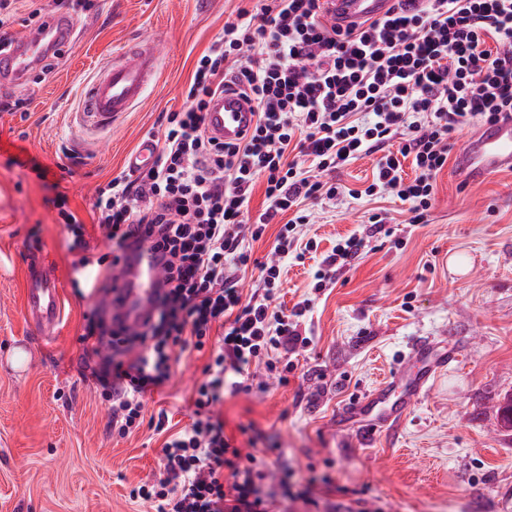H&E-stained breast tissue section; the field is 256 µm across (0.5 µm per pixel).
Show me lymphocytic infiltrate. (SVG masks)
Wrapping results in <instances>:
<instances>
[{
	"mask_svg": "<svg viewBox=\"0 0 512 512\" xmlns=\"http://www.w3.org/2000/svg\"><path fill=\"white\" fill-rule=\"evenodd\" d=\"M232 88L254 101L255 120L249 135L226 144L208 135L206 112ZM184 96V108L165 115L154 164L112 178L93 203L112 244L109 278L132 243L150 238L161 284L138 326L101 319L99 341L111 354L91 377L111 403L112 434L124 438L143 425L173 354L208 351L193 422L168 436L161 477L132 496L154 512H268L259 492L269 475L265 451L242 452L210 408L225 387L245 390L251 366L275 370L279 350L308 344L299 326L310 301L288 313L276 304L284 264L313 248L299 237L309 221L304 206L384 193L408 203L411 223H423L454 134L512 115V0H424L417 9L394 0L384 17L345 30L328 27L322 0H268L225 22ZM373 153L379 159L364 189L333 180ZM259 184L265 208L251 223ZM277 219L272 257L258 261L251 244ZM383 224L373 216L366 234L322 258L315 289L350 267ZM252 269L258 287L247 293ZM133 350L137 358L126 361Z\"/></svg>",
	"mask_w": 512,
	"mask_h": 512,
	"instance_id": "obj_1",
	"label": "lymphocytic infiltrate"
}]
</instances>
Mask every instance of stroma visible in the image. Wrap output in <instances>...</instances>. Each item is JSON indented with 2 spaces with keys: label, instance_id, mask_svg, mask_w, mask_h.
<instances>
[{
  "label": "stroma",
  "instance_id": "35a3bbf8",
  "mask_svg": "<svg viewBox=\"0 0 512 512\" xmlns=\"http://www.w3.org/2000/svg\"><path fill=\"white\" fill-rule=\"evenodd\" d=\"M74 41L50 70L0 90L22 112L0 111V512H152L133 487L159 474L162 436L141 427L112 437L108 407L90 373L103 361L81 342L87 313L104 304L91 290L51 199L87 226L93 256L109 255L95 226L97 191L125 170L126 155L161 134V113L179 110L199 56L226 20L258 0H97ZM155 38L160 74L141 106L93 136L71 115L102 61L136 38ZM57 172L43 186L18 154ZM386 213L390 234L371 238L332 287L313 288L314 258L286 265L279 303L313 308L300 324L307 347L281 353L286 380L252 367L247 390L212 409L243 449H269L270 512H304L311 492L336 512L364 501L368 512H512V428L499 409L512 395V172L467 182L448 165L436 181L425 223H409L397 198L354 199L313 207L303 239L330 253L369 217ZM57 270L62 319L51 338L28 326L25 271L34 255ZM422 338L453 345L457 364L433 380L401 425L377 435L350 412L409 356ZM209 355L176 352L172 377L147 401L146 416L166 410L172 430L191 424L190 397Z\"/></svg>",
  "mask_w": 512,
  "mask_h": 512
}]
</instances>
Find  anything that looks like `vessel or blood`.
Returning a JSON list of instances; mask_svg holds the SVG:
<instances>
[{"instance_id":"1","label":"vessel or blood","mask_w":512,"mask_h":512,"mask_svg":"<svg viewBox=\"0 0 512 512\" xmlns=\"http://www.w3.org/2000/svg\"><path fill=\"white\" fill-rule=\"evenodd\" d=\"M328 23L345 28L383 17L392 0H324ZM75 17L61 12L46 14L24 37L14 40L0 54V83L19 85L42 66L53 53L68 46L77 29ZM158 46L153 40H138L110 56L99 66L84 88L77 121L87 130L111 131L114 122L142 102L147 89L157 80ZM252 103L238 93L214 99L207 115V131L218 139L235 142L251 122ZM458 170L469 180L512 171V117L477 127L458 153ZM121 283L119 317L128 324L141 322L158 291V255L150 243H140L118 270ZM24 313L33 329L49 335L62 314L58 278L45 260L32 264L26 274ZM455 351L434 350L430 343L417 342L406 364L397 369L366 397L357 399L353 410L371 413L370 431L397 427L407 410L426 391L440 372L456 362Z\"/></svg>"}]
</instances>
